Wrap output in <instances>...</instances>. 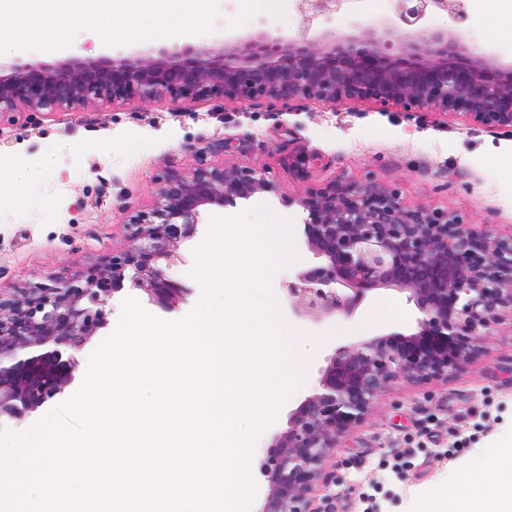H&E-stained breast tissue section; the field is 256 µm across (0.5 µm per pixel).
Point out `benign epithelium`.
I'll use <instances>...</instances> for the list:
<instances>
[{
	"label": "benign epithelium",
	"mask_w": 512,
	"mask_h": 512,
	"mask_svg": "<svg viewBox=\"0 0 512 512\" xmlns=\"http://www.w3.org/2000/svg\"><path fill=\"white\" fill-rule=\"evenodd\" d=\"M298 38L260 31L215 47L184 45L126 56L70 57L56 64L0 63V115L167 97L176 112L223 97L239 104L301 98L337 108L368 101L382 108L458 114L484 129L512 133V64L436 28L435 12L466 15L464 0H394L399 23L317 30L343 0H296ZM398 41H393L395 32ZM262 171L195 168L166 180L153 208L132 216L131 245L95 278L52 279L24 299L0 297V418L32 411L69 384L75 353L105 322L107 294L125 278L149 301L169 307L183 292L166 268L191 237L207 205L271 191ZM307 212L303 233L316 264L286 285L298 316L350 317L367 294H408L420 317L413 333L373 336L338 347L316 391L288 416L261 465L267 489L259 512H322L316 492L338 441L399 381L446 378L471 362L492 324L512 311V237L478 232L458 215L408 209L397 192L366 182H335L295 200ZM98 305L93 309L83 300ZM71 350L63 356L62 348Z\"/></svg>",
	"instance_id": "benign-epithelium-1"
}]
</instances>
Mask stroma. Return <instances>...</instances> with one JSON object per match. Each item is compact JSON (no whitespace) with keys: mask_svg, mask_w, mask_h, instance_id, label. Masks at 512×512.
<instances>
[{"mask_svg":"<svg viewBox=\"0 0 512 512\" xmlns=\"http://www.w3.org/2000/svg\"><path fill=\"white\" fill-rule=\"evenodd\" d=\"M434 22L461 32L484 31L481 47L512 60V36L496 34L482 10L457 22L443 14ZM301 29L300 16L286 0L248 12L237 0H216L189 42L208 47L229 31L294 35ZM47 155L55 165L40 170ZM223 166L263 170L273 183V192L211 214L231 218L265 205L290 224L292 262L275 275L272 291L284 323L311 341L299 350L303 384L255 443L257 468L275 432L286 428L289 412L315 391L338 347L412 332L419 316L405 294L384 289L371 292L350 318L315 323L288 315L286 284L311 261L303 235L307 213L298 198L337 180L369 181L398 192L407 208L444 210L463 216L477 231L507 238L512 236V134L466 125L454 114L437 120L425 111L367 102L334 110L315 101L265 97L243 105L215 97L191 112L173 111L164 97L82 112L5 113L0 115V292L22 297L51 276L95 274L127 248L131 217L153 207L166 179L193 167ZM17 168L38 174L19 184L12 177ZM208 231V224H199L179 245L182 260L168 274L185 292L174 309L149 303L142 290L124 281L104 307L105 325L78 353L72 382L21 419L0 420V429L27 431L77 391L90 354L115 329L126 297L166 320L186 315L201 295L190 272ZM511 437L512 315L505 313L475 360L445 379L398 384L376 400L326 462L333 477L320 486L316 504L322 512H423L433 491H455L460 473L493 456L498 442Z\"/></svg>","mask_w":512,"mask_h":512,"instance_id":"35a3bbf8","label":"stroma"}]
</instances>
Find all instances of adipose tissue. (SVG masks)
<instances>
[{"instance_id": "obj_1", "label": "adipose tissue", "mask_w": 512, "mask_h": 512, "mask_svg": "<svg viewBox=\"0 0 512 512\" xmlns=\"http://www.w3.org/2000/svg\"><path fill=\"white\" fill-rule=\"evenodd\" d=\"M211 0H0V18L15 22L51 19L57 33H65L76 20H84L99 33L114 32L124 42L134 44L171 34L177 28L203 22ZM150 15L152 28L139 24ZM123 24L113 28L114 17ZM501 476L489 481L487 469L475 465L462 473L458 493L434 492L425 512H512V438L503 442L498 457Z\"/></svg>"}]
</instances>
